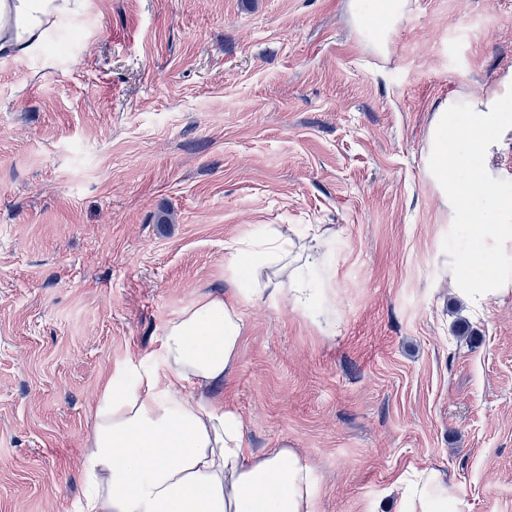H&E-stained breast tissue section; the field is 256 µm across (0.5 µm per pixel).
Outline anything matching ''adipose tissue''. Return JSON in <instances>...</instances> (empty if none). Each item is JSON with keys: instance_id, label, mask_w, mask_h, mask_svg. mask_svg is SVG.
Returning <instances> with one entry per match:
<instances>
[{"instance_id": "ef3b65f1", "label": "adipose tissue", "mask_w": 512, "mask_h": 512, "mask_svg": "<svg viewBox=\"0 0 512 512\" xmlns=\"http://www.w3.org/2000/svg\"><path fill=\"white\" fill-rule=\"evenodd\" d=\"M88 0H0V57L29 52L61 18ZM298 250L272 233L236 249L233 260L256 296L288 293L307 309L314 291L305 269L321 262L323 239ZM239 308L207 296L168 323L155 370L134 384H109L94 412L82 473L81 512H314L312 469L287 445L248 452L240 415L215 396L236 363ZM406 512H460L438 472L406 499Z\"/></svg>"}]
</instances>
